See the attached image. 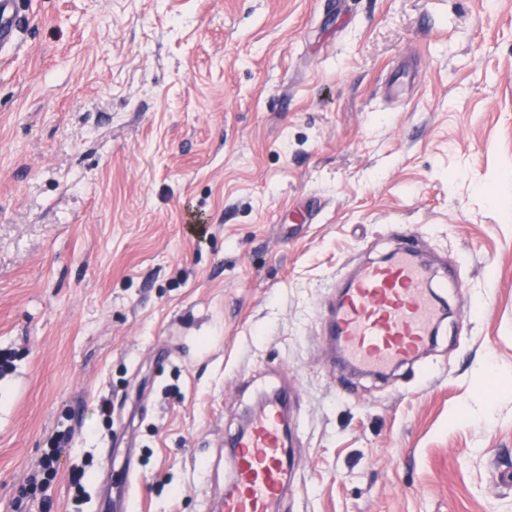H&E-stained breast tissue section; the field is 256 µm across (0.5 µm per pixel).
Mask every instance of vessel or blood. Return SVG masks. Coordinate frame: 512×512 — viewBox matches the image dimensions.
I'll list each match as a JSON object with an SVG mask.
<instances>
[{
	"mask_svg": "<svg viewBox=\"0 0 512 512\" xmlns=\"http://www.w3.org/2000/svg\"><path fill=\"white\" fill-rule=\"evenodd\" d=\"M26 22L19 0H0V51L15 47ZM383 258L356 263L325 324L340 359L373 373L415 361L429 346L442 301L428 289L432 269L411 234L397 233ZM227 446L233 474L219 512H280L293 466L288 396L265 400Z\"/></svg>",
	"mask_w": 512,
	"mask_h": 512,
	"instance_id": "vessel-or-blood-1",
	"label": "vessel or blood"
}]
</instances>
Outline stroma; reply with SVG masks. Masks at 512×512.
Returning a JSON list of instances; mask_svg holds the SVG:
<instances>
[{
	"mask_svg": "<svg viewBox=\"0 0 512 512\" xmlns=\"http://www.w3.org/2000/svg\"><path fill=\"white\" fill-rule=\"evenodd\" d=\"M32 8L0 57V512H211L284 388L283 512H512V0ZM398 224L460 278L426 369L352 374L323 324Z\"/></svg>",
	"mask_w": 512,
	"mask_h": 512,
	"instance_id": "obj_1",
	"label": "stroma"
}]
</instances>
